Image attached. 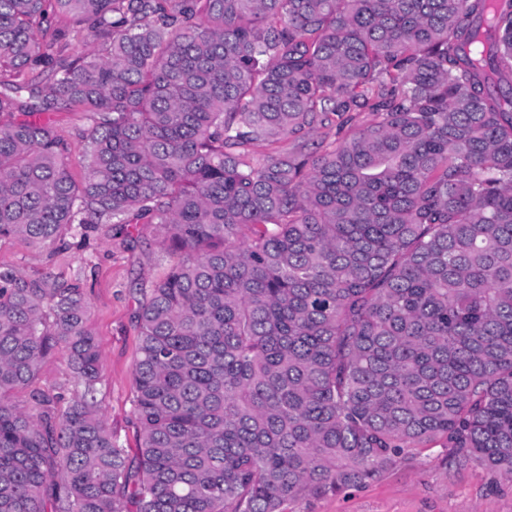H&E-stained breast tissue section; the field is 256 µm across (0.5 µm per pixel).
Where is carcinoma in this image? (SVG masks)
Masks as SVG:
<instances>
[{
  "mask_svg": "<svg viewBox=\"0 0 512 512\" xmlns=\"http://www.w3.org/2000/svg\"><path fill=\"white\" fill-rule=\"evenodd\" d=\"M505 88L512 0H0V239L154 224L169 257L134 460L80 283L0 267V512H287L434 443L511 477ZM64 109L80 182L33 118ZM58 344L65 404L36 386ZM52 123L71 142H79V134L87 125L80 112H54L49 116ZM367 115H368L367 112H363L353 122H351L350 124L346 125L340 131H339V127L336 126V129L333 128L331 131L319 130V131L313 133L312 135H310L308 137L309 144H310V146H309L310 147V151H315V150L319 151L320 144H321V142L323 140H326V142H330L331 140H334V139L337 140V139L344 138L346 135L349 134L350 130H353V129L357 128L363 122H365L367 119H369L367 117ZM325 132L328 133L327 136L325 135Z\"/></svg>",
  "mask_w": 512,
  "mask_h": 512,
  "instance_id": "obj_1",
  "label": "carcinoma"
}]
</instances>
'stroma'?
Returning <instances> with one entry per match:
<instances>
[{
	"mask_svg": "<svg viewBox=\"0 0 512 512\" xmlns=\"http://www.w3.org/2000/svg\"><path fill=\"white\" fill-rule=\"evenodd\" d=\"M0 265L28 278L51 275L81 283L102 353L100 406L123 448L136 455L139 435L131 403L139 329L134 313L142 290L151 288L168 266L154 225L131 224L122 231L97 224L85 234L66 236L52 254L21 238L2 239ZM37 384L71 398L75 379L63 348L47 357ZM288 512H512V477L492 475L432 445L401 458L363 487L302 497L289 504Z\"/></svg>",
	"mask_w": 512,
	"mask_h": 512,
	"instance_id": "obj_1",
	"label": "stroma"
}]
</instances>
